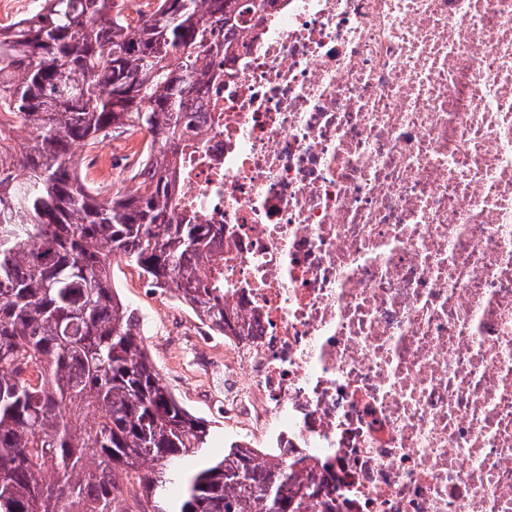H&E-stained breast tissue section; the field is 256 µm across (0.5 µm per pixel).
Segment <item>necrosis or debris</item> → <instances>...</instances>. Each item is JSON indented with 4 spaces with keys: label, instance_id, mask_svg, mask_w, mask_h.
<instances>
[{
    "label": "necrosis or debris",
    "instance_id": "1",
    "mask_svg": "<svg viewBox=\"0 0 512 512\" xmlns=\"http://www.w3.org/2000/svg\"><path fill=\"white\" fill-rule=\"evenodd\" d=\"M207 66L227 420L341 512H512V0H266Z\"/></svg>",
    "mask_w": 512,
    "mask_h": 512
}]
</instances>
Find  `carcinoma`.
<instances>
[{
	"mask_svg": "<svg viewBox=\"0 0 512 512\" xmlns=\"http://www.w3.org/2000/svg\"><path fill=\"white\" fill-rule=\"evenodd\" d=\"M0 28V109L33 130L0 175V512H336L331 475L233 444L169 390L139 319L112 288L123 259L218 336L250 338L224 304L213 224L177 212L183 112L205 57L230 44L240 0H39ZM148 137L140 188L78 173L121 134Z\"/></svg>",
	"mask_w": 512,
	"mask_h": 512,
	"instance_id": "cac0c4a2",
	"label": "carcinoma"
}]
</instances>
